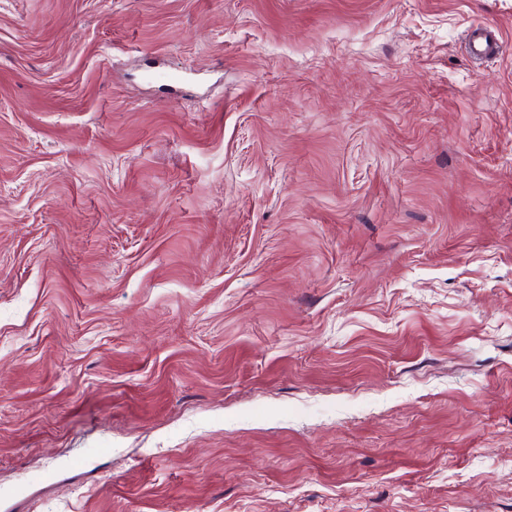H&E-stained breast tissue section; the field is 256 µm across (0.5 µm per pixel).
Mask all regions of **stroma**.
Listing matches in <instances>:
<instances>
[{
    "mask_svg": "<svg viewBox=\"0 0 512 512\" xmlns=\"http://www.w3.org/2000/svg\"><path fill=\"white\" fill-rule=\"evenodd\" d=\"M0 512H512V0H0Z\"/></svg>",
    "mask_w": 512,
    "mask_h": 512,
    "instance_id": "1",
    "label": "stroma"
}]
</instances>
